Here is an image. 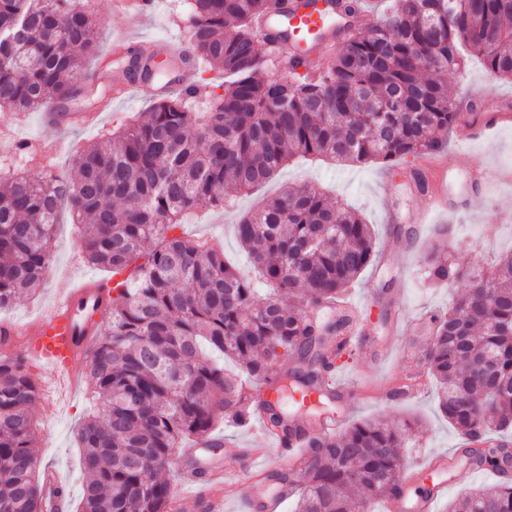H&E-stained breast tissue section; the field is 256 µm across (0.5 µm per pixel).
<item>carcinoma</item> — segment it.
<instances>
[{"label": "carcinoma", "instance_id": "cac0c4a2", "mask_svg": "<svg viewBox=\"0 0 512 512\" xmlns=\"http://www.w3.org/2000/svg\"><path fill=\"white\" fill-rule=\"evenodd\" d=\"M354 17L364 0H334ZM282 0H190L187 33L224 76L205 108L200 91L159 94L124 130L74 160L73 179L0 168V309L33 292L50 269L59 211L76 218L87 262L124 279L97 325L88 378L97 411L80 425L87 482L80 512H169L172 460L186 441L229 417L250 421L268 401L244 380L277 385L297 410L318 415L333 396L326 375L346 349V321L309 313L345 297L376 259L370 225L313 185L288 187L236 224L240 244L274 292L224 259V248L177 233L205 201L228 207L297 155L366 165L441 152L463 118L448 73L461 46L512 80V0H396L382 20L349 28L328 64L286 83L263 72L288 47L263 28ZM102 19L82 0H0V111H67L82 91L84 58ZM425 279L467 291L428 316L426 375L466 441L468 463L501 475L458 497L450 512H512V252L482 270L460 269L438 248ZM206 341L233 358L228 374L201 355ZM25 358L0 353V512H46L47 471L30 407ZM407 422L360 421L308 437L310 451L277 479L294 512H369L400 488Z\"/></svg>", "mask_w": 512, "mask_h": 512}]
</instances>
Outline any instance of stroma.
Listing matches in <instances>:
<instances>
[{"label": "stroma", "mask_w": 512, "mask_h": 512, "mask_svg": "<svg viewBox=\"0 0 512 512\" xmlns=\"http://www.w3.org/2000/svg\"><path fill=\"white\" fill-rule=\"evenodd\" d=\"M86 3L102 18L103 25L97 51L86 59L83 70L100 85L117 80L115 73L102 72L101 64L111 57L118 34L134 37L143 45L177 39L182 28L175 19L187 10L186 0H155L154 14L146 21L132 13H115L113 0ZM449 82L460 99L497 103L502 116L501 123L484 140L464 143L457 133H449L447 147L434 157L445 169V183L452 195L463 187L468 171H493V178L472 211L429 210V195L417 189L411 176L417 163L410 159L395 160L389 169L380 163L352 166L296 159L271 181L239 197L234 207L197 208L182 227L185 235L222 242L225 259L245 267L249 261L235 237V224L243 213L286 186L313 183L332 199L363 214L375 236L378 260L356 278L348 296L363 299L361 312L370 333L333 375L335 382L349 387L339 399L337 410L346 426L376 419L411 421L414 433L402 451L408 472L420 468L430 456L453 455L464 442L441 414L434 382L423 381L397 397L389 394L429 345L430 332H414L413 324L422 322L427 312L447 310L451 301L447 288L424 281L425 259L432 247L440 245L460 268L469 270L489 267L497 254L512 249V82L494 75L476 57L469 58L461 73L450 77ZM71 106L95 115V122H70L68 131L61 134L44 124L41 113L0 112V126L6 129L5 137L0 138V162L13 164L28 174L47 166L54 176H73L72 157L77 151L145 111L149 101L109 91L95 94L88 101L77 98ZM56 139L61 140V148L54 156L44 157L39 143ZM18 140L30 145L29 153L12 151V143ZM84 275L104 279L108 273L86 262L80 230L72 214L65 211L55 229L48 276L33 293L1 309L0 320L25 322L35 318L64 291L68 280ZM28 371L37 386L31 414L38 425L40 464L54 468L72 501H80L86 475L76 432L94 409L85 380L88 365L80 363L66 373L45 363L29 366ZM258 430L255 419L243 427L225 421L216 430L224 444L213 449V456L233 472L267 465L270 454L252 461L237 454Z\"/></svg>", "instance_id": "1"}]
</instances>
